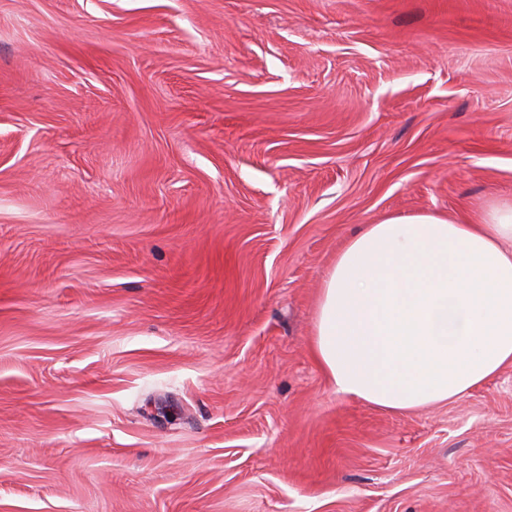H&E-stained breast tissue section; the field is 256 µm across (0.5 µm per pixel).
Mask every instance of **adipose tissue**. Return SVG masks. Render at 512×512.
I'll list each match as a JSON object with an SVG mask.
<instances>
[{"instance_id":"adipose-tissue-1","label":"adipose tissue","mask_w":512,"mask_h":512,"mask_svg":"<svg viewBox=\"0 0 512 512\" xmlns=\"http://www.w3.org/2000/svg\"><path fill=\"white\" fill-rule=\"evenodd\" d=\"M312 352L337 392L399 412L453 401L512 365V197L348 238L322 279Z\"/></svg>"}]
</instances>
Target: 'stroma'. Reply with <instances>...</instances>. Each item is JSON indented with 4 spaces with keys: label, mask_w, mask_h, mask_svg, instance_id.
Instances as JSON below:
<instances>
[{
    "label": "stroma",
    "mask_w": 512,
    "mask_h": 512,
    "mask_svg": "<svg viewBox=\"0 0 512 512\" xmlns=\"http://www.w3.org/2000/svg\"><path fill=\"white\" fill-rule=\"evenodd\" d=\"M512 196V0H0V512H512V366L392 413L337 250Z\"/></svg>",
    "instance_id": "1"
}]
</instances>
